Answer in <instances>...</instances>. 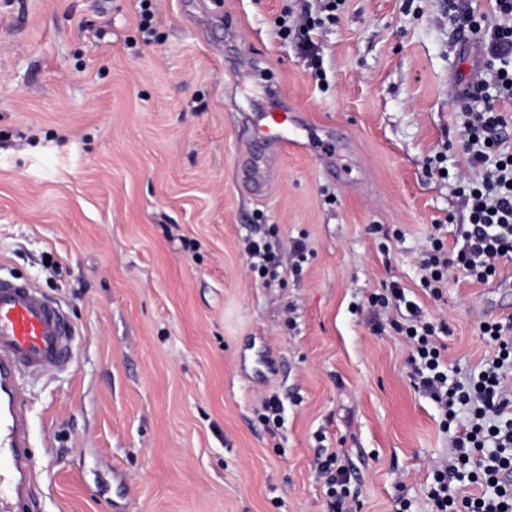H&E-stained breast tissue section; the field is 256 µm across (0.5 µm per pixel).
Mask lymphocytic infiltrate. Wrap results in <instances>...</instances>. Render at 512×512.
<instances>
[{"instance_id": "obj_1", "label": "lymphocytic infiltrate", "mask_w": 512, "mask_h": 512, "mask_svg": "<svg viewBox=\"0 0 512 512\" xmlns=\"http://www.w3.org/2000/svg\"><path fill=\"white\" fill-rule=\"evenodd\" d=\"M494 10L502 21L487 29V57L498 65L494 83L500 98L512 100V0H494ZM511 125L492 106L465 123L468 161L471 166L485 167L486 172L463 197L470 212L463 250L449 256L441 237H429L421 282L434 297H441L452 268L484 281L496 275L501 258L512 255V152L501 149L504 132ZM393 301L405 302L412 319L410 325L398 323L394 329L413 346L416 388L438 405L445 423L455 421L457 407L471 411L469 422L453 441L448 460L433 473L427 490L429 512H512V386L505 384L512 374V339L503 336L500 323L481 321L479 332L494 346L496 355L468 385H452L437 340L438 334L448 333L447 324L422 321L419 305L406 301L395 285L370 299L372 305L383 308ZM319 473L327 487L329 512H351L349 478L336 453L321 459ZM463 480L479 485L480 494L453 492L452 483Z\"/></svg>"}]
</instances>
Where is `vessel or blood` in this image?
<instances>
[{
    "instance_id": "b4317fda",
    "label": "vessel or blood",
    "mask_w": 512,
    "mask_h": 512,
    "mask_svg": "<svg viewBox=\"0 0 512 512\" xmlns=\"http://www.w3.org/2000/svg\"><path fill=\"white\" fill-rule=\"evenodd\" d=\"M297 114L275 97L255 128L278 153L298 147L291 128ZM75 336L55 304L30 284L0 279V512H17L30 491L33 468L26 454L28 418L23 376L62 370L73 361Z\"/></svg>"
}]
</instances>
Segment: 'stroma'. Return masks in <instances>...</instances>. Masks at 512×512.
Returning a JSON list of instances; mask_svg holds the SVG:
<instances>
[{"mask_svg": "<svg viewBox=\"0 0 512 512\" xmlns=\"http://www.w3.org/2000/svg\"><path fill=\"white\" fill-rule=\"evenodd\" d=\"M150 2L146 38L141 0H0V278L77 343L23 379L28 512H327L330 452L357 512H428L454 433L411 383L405 311L369 299L395 282L447 322L452 383L492 354L480 321L512 337V257L438 300L421 284L431 231L462 248L481 175L461 115L499 103L449 6L490 23V0H337L318 67L279 26L318 0ZM272 86L305 147L257 191ZM249 237L278 277H254Z\"/></svg>", "mask_w": 512, "mask_h": 512, "instance_id": "1", "label": "stroma"}]
</instances>
